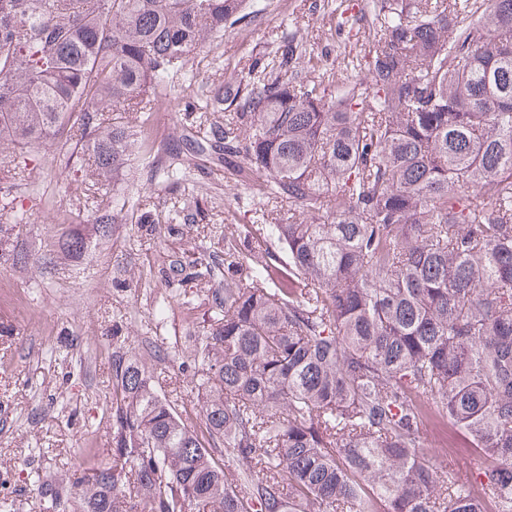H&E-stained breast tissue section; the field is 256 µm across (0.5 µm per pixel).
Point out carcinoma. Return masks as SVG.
<instances>
[{
  "instance_id": "cac0c4a2",
  "label": "carcinoma",
  "mask_w": 512,
  "mask_h": 512,
  "mask_svg": "<svg viewBox=\"0 0 512 512\" xmlns=\"http://www.w3.org/2000/svg\"><path fill=\"white\" fill-rule=\"evenodd\" d=\"M261 0H0V181L27 161L104 196L131 150L224 173L257 194L222 248L166 242L203 223L192 198L167 217L128 199L88 214L97 239L128 224L163 245L149 280L203 308L180 381L156 386L112 350V465L35 480L47 512H512V0L339 4L337 31L380 47L340 82L300 69L306 41L234 76L196 82L224 27ZM186 76L179 92L171 82ZM184 102L177 145L149 136ZM288 212V223L278 218ZM0 226V259L29 256ZM80 224L40 259L81 258ZM483 457L465 484L424 443L425 411Z\"/></svg>"
}]
</instances>
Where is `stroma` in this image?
Masks as SVG:
<instances>
[{
    "label": "stroma",
    "instance_id": "obj_1",
    "mask_svg": "<svg viewBox=\"0 0 512 512\" xmlns=\"http://www.w3.org/2000/svg\"><path fill=\"white\" fill-rule=\"evenodd\" d=\"M261 2V14L226 29L221 46L200 63L198 78L229 76L240 59L268 54L273 34L297 27L308 35L307 54L315 66L366 41L361 31L332 35L335 15L312 13V0ZM115 187L118 196L146 206L172 207L162 180L147 181L140 157L132 158ZM61 206L79 212L85 200L76 183L55 178L45 202L25 215L0 202V225L15 227L34 244L62 232ZM157 253L155 243L130 244L127 225L118 224L106 247H89L75 262L53 267L32 257L20 268L0 263V329L11 335L8 344H0V502L12 503V512H42L30 472L76 469L85 448L111 460L116 343L161 338L159 350L140 352L157 381L175 372L190 377L172 350L188 328L183 298L144 285L135 275ZM160 309L165 316L159 321Z\"/></svg>",
    "mask_w": 512,
    "mask_h": 512
}]
</instances>
